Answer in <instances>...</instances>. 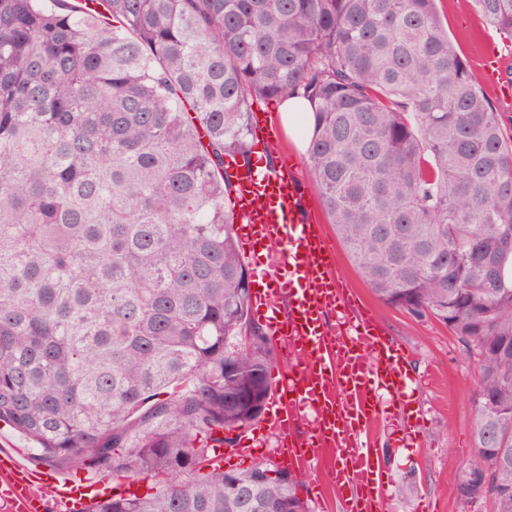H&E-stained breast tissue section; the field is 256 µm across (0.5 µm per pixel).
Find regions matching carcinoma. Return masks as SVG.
Returning <instances> with one entry per match:
<instances>
[{
  "label": "carcinoma",
  "instance_id": "carcinoma-1",
  "mask_svg": "<svg viewBox=\"0 0 512 512\" xmlns=\"http://www.w3.org/2000/svg\"><path fill=\"white\" fill-rule=\"evenodd\" d=\"M0 0V422L57 469L153 478L85 512H308L212 464L266 412L224 160L309 102L313 183L374 296L478 368L464 503L512 512V138L436 0ZM512 39V0H473Z\"/></svg>",
  "mask_w": 512,
  "mask_h": 512
}]
</instances>
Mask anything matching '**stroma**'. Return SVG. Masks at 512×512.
Instances as JSON below:
<instances>
[{
    "mask_svg": "<svg viewBox=\"0 0 512 512\" xmlns=\"http://www.w3.org/2000/svg\"><path fill=\"white\" fill-rule=\"evenodd\" d=\"M437 11L449 40L472 69H480L481 58L492 47L512 66V40L483 22L472 0H438ZM251 109L272 112L281 129L279 143L266 154L268 168L278 167L287 155L297 157L296 176L304 190L305 212L321 224L337 269L354 288L358 303L370 305L383 330L408 351L411 367L421 382L409 401V409L422 426L423 447H405L399 431L391 424L381 425L373 433L377 445L385 450L389 470L387 512H418L423 501L433 502L436 512H489L480 504H463L456 494L458 472L476 458L472 440L475 363L444 324L431 317H413L377 300L337 238L322 206L312 182L305 142L293 134L277 102L256 97Z\"/></svg>",
    "mask_w": 512,
    "mask_h": 512,
    "instance_id": "35a3bbf8",
    "label": "stroma"
}]
</instances>
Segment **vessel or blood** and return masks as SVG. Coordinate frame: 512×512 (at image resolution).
<instances>
[{
    "label": "vessel or blood",
    "instance_id": "b4317fda",
    "mask_svg": "<svg viewBox=\"0 0 512 512\" xmlns=\"http://www.w3.org/2000/svg\"><path fill=\"white\" fill-rule=\"evenodd\" d=\"M485 81L503 104H512V80L489 63ZM241 216L239 235L249 252L281 254L261 263V288L251 293L252 313L263 319L271 341L285 349L290 367L266 410V430L277 440L283 462L306 466L323 455L334 464L325 482L343 512H385L388 469L367 436L375 426L399 418L410 441L419 438L409 413L393 415L416 383L404 348L380 327L371 309L360 308L353 292L333 270L334 258L321 225L303 215V191L291 166L269 170L259 163L226 158ZM288 302L287 318L277 315ZM336 312L335 330L324 317ZM97 477L73 479L49 469H32L10 453L0 455V506L5 512H44L54 499L62 512H85Z\"/></svg>",
    "mask_w": 512,
    "mask_h": 512
}]
</instances>
